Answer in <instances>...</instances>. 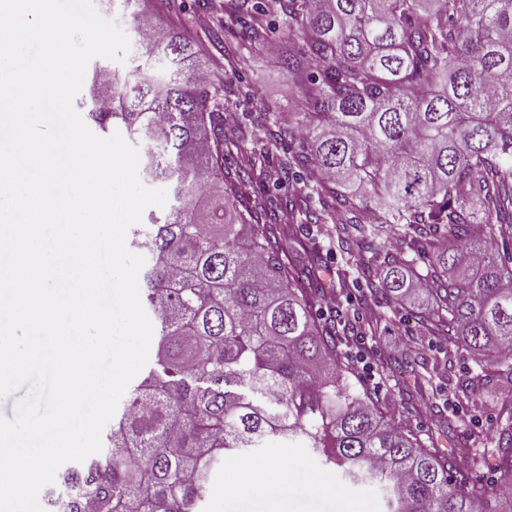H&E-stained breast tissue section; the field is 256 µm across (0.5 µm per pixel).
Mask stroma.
Instances as JSON below:
<instances>
[{
	"label": "stroma",
	"instance_id": "1",
	"mask_svg": "<svg viewBox=\"0 0 512 512\" xmlns=\"http://www.w3.org/2000/svg\"><path fill=\"white\" fill-rule=\"evenodd\" d=\"M144 11L156 23L182 32L193 44L199 60L211 74V87L219 94L224 111L235 122L225 128L230 149L229 162L243 161L256 143L267 144V169H279L288 154V142L280 137V121L288 110L299 107L298 87L267 55L261 45L244 49V62L227 65L224 54L238 46L237 35L249 21L250 10L228 12L224 0H143ZM335 231L325 224H294L284 243L301 239L309 248L323 252L330 269L344 267L346 258L335 247ZM363 282L350 281L336 307L318 303L322 317L369 319L378 310L379 319L366 329L364 340H346L344 351L351 367L350 381L358 388L372 390L374 396L395 409L406 425L428 446L440 453L469 458L470 464L458 473L461 481L482 479L481 462L485 436L496 431L499 409L512 397V375L500 366L480 363L458 353L447 337L421 335L407 311H395L383 301L366 305ZM371 353L372 364L394 362V369L381 371V385H373L360 359ZM421 386L432 404L404 408L400 388ZM288 463L287 479L269 470L268 479L246 489H238L242 465L257 461ZM279 496L289 512H342L352 505L356 512H381L376 486L370 483L345 484L335 465L299 440L268 439L262 447L225 454L213 470L210 491L200 505L201 512H268L272 496Z\"/></svg>",
	"mask_w": 512,
	"mask_h": 512
}]
</instances>
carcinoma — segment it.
I'll use <instances>...</instances> for the list:
<instances>
[{
	"mask_svg": "<svg viewBox=\"0 0 512 512\" xmlns=\"http://www.w3.org/2000/svg\"><path fill=\"white\" fill-rule=\"evenodd\" d=\"M130 13L138 51L124 69L95 64L87 121H117L143 144V177L172 203L132 245L149 265L141 298L159 326V351L131 388L102 457L60 467L45 512H198L224 453L300 438L353 483L386 495L385 512H494L512 504V400L490 437L497 478L455 481L468 459L426 447L347 377L350 324H322V257L279 259L278 203L245 183L267 149L228 167L224 114L191 41L146 35ZM301 48L279 60L301 86L305 111L288 113L298 140L285 169H307L319 214L290 202L305 223L339 225L337 247L359 256L373 295L409 305L426 331L486 363L512 359V264L497 238L512 230V0H278ZM369 214L367 240L438 229L423 275L397 251L362 259L350 234ZM480 224L483 233L472 232Z\"/></svg>",
	"mask_w": 512,
	"mask_h": 512,
	"instance_id": "obj_1",
	"label": "carcinoma"
}]
</instances>
